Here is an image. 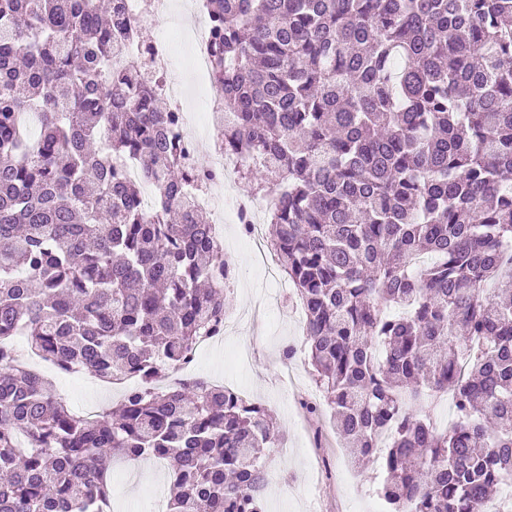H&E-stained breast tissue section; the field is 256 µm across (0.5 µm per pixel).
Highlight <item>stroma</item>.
<instances>
[{
    "label": "stroma",
    "mask_w": 512,
    "mask_h": 512,
    "mask_svg": "<svg viewBox=\"0 0 512 512\" xmlns=\"http://www.w3.org/2000/svg\"><path fill=\"white\" fill-rule=\"evenodd\" d=\"M243 237L240 225H225L224 242L235 248L239 267L238 286L228 294L229 309L241 313L258 300L265 315L243 322L234 336L200 352L196 371L213 384L247 386L251 400L272 416L277 438L264 451L273 472L266 512H384L379 465L354 468L336 436L329 408L316 416L303 410V401H320L321 393L302 353L300 301L291 284L272 285L255 275L251 253L241 245ZM289 346L296 354L288 360L283 351ZM43 372L57 393L82 412L108 408L126 390L89 372L72 375L50 365ZM111 478L116 512H152L154 502L167 497L168 476L161 463L116 458Z\"/></svg>",
    "instance_id": "stroma-1"
}]
</instances>
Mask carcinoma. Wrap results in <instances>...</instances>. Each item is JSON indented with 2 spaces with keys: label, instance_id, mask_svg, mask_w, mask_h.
Segmentation results:
<instances>
[{
  "label": "carcinoma",
  "instance_id": "carcinoma-1",
  "mask_svg": "<svg viewBox=\"0 0 512 512\" xmlns=\"http://www.w3.org/2000/svg\"><path fill=\"white\" fill-rule=\"evenodd\" d=\"M202 7L221 141L251 192L278 195L270 243L340 438L380 461L392 512H482L512 480V0ZM144 31L121 0H0V512H111L108 449L167 464L166 512H266L269 410L157 388L227 294L162 95L110 64ZM17 336L140 385L84 415ZM448 394L452 427L417 414Z\"/></svg>",
  "mask_w": 512,
  "mask_h": 512
}]
</instances>
